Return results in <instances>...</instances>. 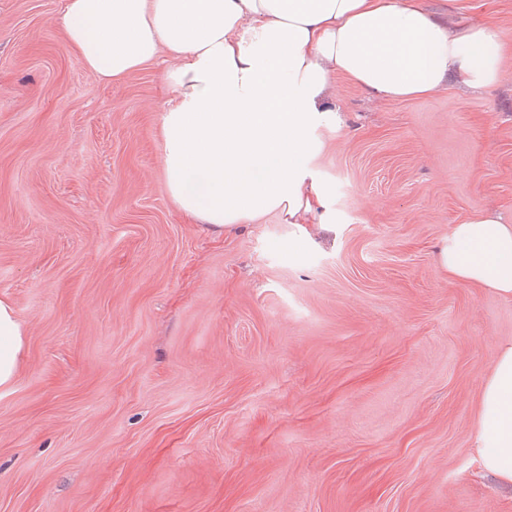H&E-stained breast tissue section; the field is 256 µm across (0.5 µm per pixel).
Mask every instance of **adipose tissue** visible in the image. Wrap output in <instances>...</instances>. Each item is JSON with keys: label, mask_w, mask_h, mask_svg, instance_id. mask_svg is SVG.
<instances>
[{"label": "adipose tissue", "mask_w": 512, "mask_h": 512, "mask_svg": "<svg viewBox=\"0 0 512 512\" xmlns=\"http://www.w3.org/2000/svg\"><path fill=\"white\" fill-rule=\"evenodd\" d=\"M68 52L104 81L167 58L161 116L166 187L178 209L223 232L274 213L335 218L313 159L322 98L342 75L384 99L446 84H496L502 44L488 25L449 27L419 0H64ZM452 278L512 300V225L480 213L438 250ZM23 326L0 296V388L19 371ZM471 453L512 487V341L480 393Z\"/></svg>", "instance_id": "obj_1"}]
</instances>
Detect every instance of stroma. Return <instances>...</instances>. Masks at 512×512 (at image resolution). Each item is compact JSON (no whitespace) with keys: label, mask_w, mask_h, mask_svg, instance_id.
Returning a JSON list of instances; mask_svg holds the SVG:
<instances>
[{"label":"stroma","mask_w":512,"mask_h":512,"mask_svg":"<svg viewBox=\"0 0 512 512\" xmlns=\"http://www.w3.org/2000/svg\"><path fill=\"white\" fill-rule=\"evenodd\" d=\"M422 0L512 48V0ZM61 0H0V512H512L478 397L512 301L444 274L465 217L512 224V55L487 90L344 78L314 158L336 212L223 233L166 191L165 66L112 83ZM23 326L8 298L0 296V388L11 385L19 371Z\"/></svg>","instance_id":"35a3bbf8"}]
</instances>
